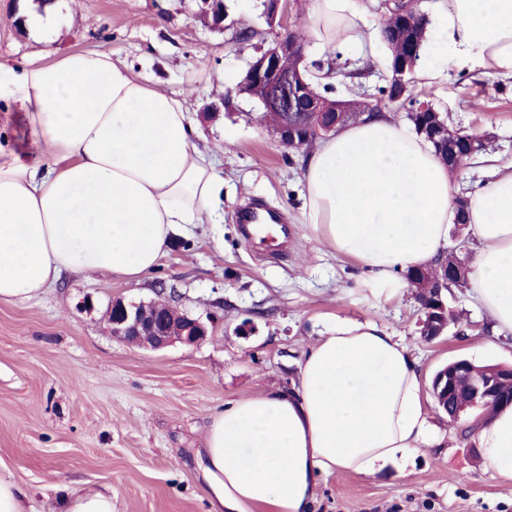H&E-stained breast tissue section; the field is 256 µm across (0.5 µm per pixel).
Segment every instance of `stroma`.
I'll return each mask as SVG.
<instances>
[{"label": "stroma", "instance_id": "35a3bbf8", "mask_svg": "<svg viewBox=\"0 0 512 512\" xmlns=\"http://www.w3.org/2000/svg\"><path fill=\"white\" fill-rule=\"evenodd\" d=\"M14 2L0 0L1 61L41 60L50 47L111 51L169 92H188L200 143L224 149L223 222L175 233L140 283L70 272L36 300L0 302V476L28 489L34 512H59L62 483L111 487L113 512H209L195 454L214 416L288 389L306 345L338 318L371 320L402 336L427 383L455 358L512 364V347L479 342L488 318L470 292L456 302L460 328L425 341L412 290L374 301L366 270L310 236L302 153L282 147L257 123L258 104L238 92L254 49L232 52L228 33L195 18L194 0H59L64 22L50 47L18 32ZM431 100L454 125L488 137L483 162L456 175L460 188L512 163L511 82L455 71ZM251 200L294 228L279 259L239 233L236 209ZM159 287L176 311L207 324L206 340L151 351L109 334L112 300L146 302ZM432 415L445 445L425 449L408 477L329 476L313 512H512V481L482 474L475 435H463L462 423L441 410Z\"/></svg>", "mask_w": 512, "mask_h": 512}]
</instances>
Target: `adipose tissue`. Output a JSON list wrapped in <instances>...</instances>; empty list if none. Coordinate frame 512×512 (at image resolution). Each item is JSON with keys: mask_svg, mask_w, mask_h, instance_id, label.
<instances>
[{"mask_svg": "<svg viewBox=\"0 0 512 512\" xmlns=\"http://www.w3.org/2000/svg\"><path fill=\"white\" fill-rule=\"evenodd\" d=\"M425 11L420 85L475 68L512 80V0H430ZM382 23L361 0H311L303 30L322 59L343 47L377 65ZM0 112L25 113L37 152L24 161L0 146V301L33 300L67 272L140 282L175 226L216 224L224 213V171L198 145L185 97L111 52L0 62ZM303 186L307 231L367 270L375 301L401 290L398 271L448 249L458 187L432 147L391 115L321 141L304 160ZM468 211L469 288L493 340L505 341L512 170H493L469 192ZM476 435L483 474L512 481V406ZM442 442L409 346L377 323L342 320L304 351L291 391L217 414L196 464L210 512H310L321 477H404L422 449Z\"/></svg>", "mask_w": 512, "mask_h": 512, "instance_id": "adipose-tissue-1", "label": "adipose tissue"}]
</instances>
